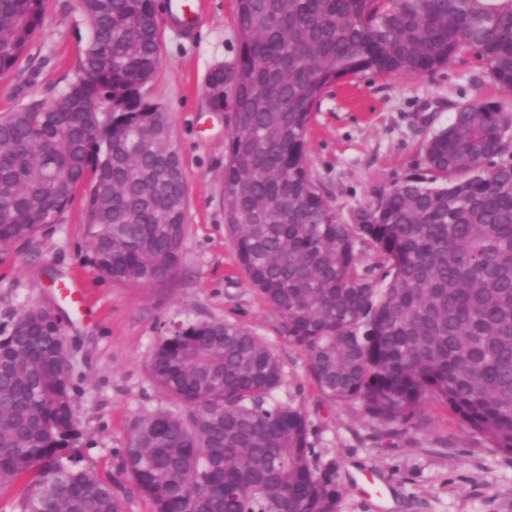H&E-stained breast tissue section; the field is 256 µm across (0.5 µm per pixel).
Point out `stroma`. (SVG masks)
<instances>
[{
	"instance_id": "stroma-1",
	"label": "stroma",
	"mask_w": 512,
	"mask_h": 512,
	"mask_svg": "<svg viewBox=\"0 0 512 512\" xmlns=\"http://www.w3.org/2000/svg\"><path fill=\"white\" fill-rule=\"evenodd\" d=\"M192 33L159 11L161 64L145 91L169 114L186 185V236L178 272L148 287L101 279L90 263L86 198L78 187L52 224L0 250V326L24 307L61 317L76 381L75 416L84 464L117 474L130 428L171 407L149 359L160 336L181 323L234 321L279 357L275 402L300 408L319 466L332 469L339 512H512V455L493 448L447 407L425 401L405 425H384L311 380L282 314L253 288L224 223L225 145L232 108L207 109L205 79L237 54L236 0H200ZM75 0H45L43 21L12 69L0 73V117L58 97L89 40ZM503 103L512 91L456 62L417 78L365 74L330 87L314 110L306 160L336 208L350 211L417 172L423 142L448 126L462 99Z\"/></svg>"
}]
</instances>
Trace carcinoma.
<instances>
[{"instance_id": "cac0c4a2", "label": "carcinoma", "mask_w": 512, "mask_h": 512, "mask_svg": "<svg viewBox=\"0 0 512 512\" xmlns=\"http://www.w3.org/2000/svg\"><path fill=\"white\" fill-rule=\"evenodd\" d=\"M90 38L68 88L0 118V248L52 222L89 180L91 262L151 286L181 265V158L144 87L161 63L154 0H77ZM44 0H0V72L42 22ZM224 223L250 284L284 317L315 384L385 425L436 400L512 454V121L499 102L457 104L422 146L423 172L345 215L306 162L324 90L365 73L410 78L473 61L512 90V0H238ZM45 307L0 329V489L26 477L20 512H124L115 481L81 464L78 385ZM176 409L133 423L120 470L146 512H338L304 413L272 401L270 346L230 321L181 324L152 354Z\"/></svg>"}]
</instances>
